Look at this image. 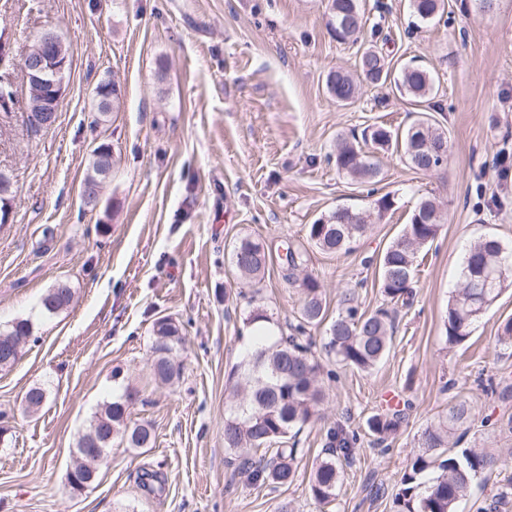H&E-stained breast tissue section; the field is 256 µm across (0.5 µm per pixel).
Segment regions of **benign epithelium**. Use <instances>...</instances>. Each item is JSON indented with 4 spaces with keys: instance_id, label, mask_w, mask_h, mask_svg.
Returning <instances> with one entry per match:
<instances>
[{
    "instance_id": "1",
    "label": "benign epithelium",
    "mask_w": 512,
    "mask_h": 512,
    "mask_svg": "<svg viewBox=\"0 0 512 512\" xmlns=\"http://www.w3.org/2000/svg\"><path fill=\"white\" fill-rule=\"evenodd\" d=\"M36 49L22 56L20 66L25 73L30 96L25 119L35 128L46 127L58 113L60 100L66 89L65 73L70 68V59L65 44L52 26L44 28L34 38ZM103 181L93 179L83 185L85 200L98 207ZM13 183L7 177L0 178V222L10 221L15 193Z\"/></svg>"
}]
</instances>
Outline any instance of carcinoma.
<instances>
[{
    "instance_id": "cac0c4a2",
    "label": "carcinoma",
    "mask_w": 512,
    "mask_h": 512,
    "mask_svg": "<svg viewBox=\"0 0 512 512\" xmlns=\"http://www.w3.org/2000/svg\"><path fill=\"white\" fill-rule=\"evenodd\" d=\"M437 2L409 0L410 13L419 23L430 24L443 14L436 9ZM329 16V30L336 41H358L364 26L360 0H330ZM357 67L364 80L384 84L390 79L399 92L417 102L436 94L435 81L428 70L405 65L394 76L382 51L373 45L359 55ZM101 86L109 89L105 102L97 105V111L105 115L114 108L118 89L111 80L102 81ZM327 88L336 101L344 104L359 95L356 79L344 69L328 74ZM442 141L443 130L432 122L430 115L418 112L401 130L373 125L364 131L360 141L337 138L332 160L338 174L361 184L376 183L381 175L376 151L400 152L413 169L428 173L446 164L436 154ZM394 204V198L387 193L375 199L369 210L338 207L308 226V241L327 253L348 252L351 244L370 229L372 215L380 217ZM441 226L442 211L436 199H422L401 234L379 259V289L393 309L380 308L368 314L360 309L354 293L346 291L337 299L336 316L331 319L319 281L304 272L306 251L288 243L282 261L287 266L288 279L303 294L299 316L289 324L288 335L271 343L265 341L264 333L257 334L256 345L236 366L226 386L229 403L224 416V449L234 456L238 473L251 485L277 488L293 483L298 468L296 437L318 415L325 381L335 378L332 370L321 372L311 353L312 337L307 331L325 326L322 349L332 362L362 372L374 369L391 349L394 307L411 303L418 255L434 242ZM231 257L244 284L258 287L270 260L264 243L249 234L239 236L232 242ZM485 271L492 274L488 287H470L471 281ZM511 272L512 264L508 263L500 240L485 236L470 243L460 283L448 300L444 319L448 346H457L471 336L487 309L501 295ZM72 300V288L59 283L41 297L40 313L52 317L66 310ZM255 302L253 294L248 298L251 309L243 318L246 326L272 321ZM0 335L22 337L27 343L33 335V322L29 318L18 319ZM153 335L149 375L156 383H170L180 376L174 352L183 343L181 330L173 319L163 317L153 323ZM45 399L47 389L41 385L30 387L23 397L34 413L41 410ZM135 400H139V390L127 383L120 395L103 403L79 434L75 453H82V448L94 437L100 439L99 447L105 452L115 444L128 448L152 445V427L128 421ZM468 419L469 408L466 402L459 401L421 428L417 435L419 452L408 460L392 492L394 512H458L457 505L473 482L487 478L498 467L499 460L483 450L459 447L463 435L458 430ZM401 424L398 412L374 415L367 422L378 445L397 433ZM356 444L357 436L349 435L343 427L328 428L326 452L313 466L309 480V493L316 502L329 505L336 500L337 487Z\"/></svg>"
}]
</instances>
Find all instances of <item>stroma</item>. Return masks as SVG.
<instances>
[{
  "label": "stroma",
  "instance_id": "stroma-1",
  "mask_svg": "<svg viewBox=\"0 0 512 512\" xmlns=\"http://www.w3.org/2000/svg\"><path fill=\"white\" fill-rule=\"evenodd\" d=\"M443 20L414 26L409 0H362L361 41L383 48L392 68L415 63L438 87L423 107L447 129L448 163L417 172L398 154H380V193L396 205L356 250L322 253L307 226L339 206L369 208L366 186L338 175L337 136L372 124L402 127L416 110L393 86L362 83L357 100L336 103L326 76L355 71L358 47L331 36L328 0H0V40L20 56L43 27L55 26L71 57L58 120L33 134L23 124L24 78L12 66L17 101L0 113V168L17 187L10 223L0 224V329L31 319L34 340L0 370V512H392L390 493L437 412L471 408L463 446L493 456L512 448V347L499 343L512 319V286L472 335L450 348L443 325L466 245L485 234L512 249V0L479 11L474 0H444ZM113 79L121 106L97 122L92 91ZM115 165L96 210L80 186L98 141ZM425 197L442 204L437 239L424 249L411 306L400 308L387 358L372 372L337 368L321 417L299 445L301 475L274 490L234 473L224 450L225 384L241 361L245 299L238 297L229 246L250 234L270 253L257 302L267 331L299 313L301 293L282 264L286 240L307 249V271L328 305L354 292L363 311L384 298L378 269L366 265L399 234ZM67 282V310L44 318L40 297ZM169 316L185 338L181 376L158 385L147 361L156 319ZM143 389L131 419L150 423L152 447L113 446L98 478L81 492L66 474L78 435L112 398V372ZM494 379L496 393L481 383ZM45 386L34 414L27 389ZM408 404L386 446L367 420ZM357 433L331 508L308 491L311 466L334 423ZM161 471L164 491L140 488L142 470ZM512 492V458L472 485L463 512Z\"/></svg>",
  "mask_w": 512,
  "mask_h": 512
}]
</instances>
